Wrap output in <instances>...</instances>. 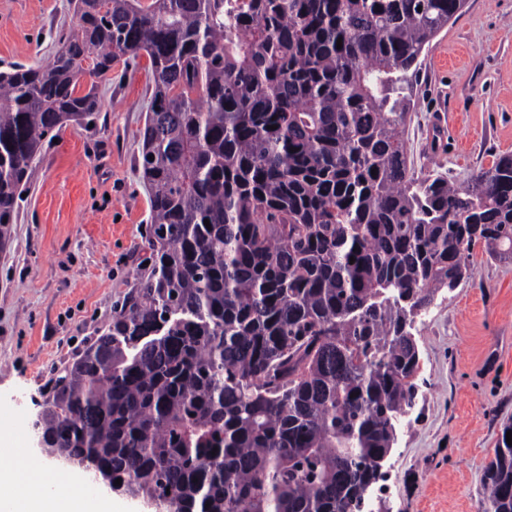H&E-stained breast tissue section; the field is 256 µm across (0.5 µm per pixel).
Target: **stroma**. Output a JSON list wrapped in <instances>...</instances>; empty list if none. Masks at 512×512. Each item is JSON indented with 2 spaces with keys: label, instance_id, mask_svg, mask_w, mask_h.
Segmentation results:
<instances>
[{
  "label": "stroma",
  "instance_id": "1",
  "mask_svg": "<svg viewBox=\"0 0 512 512\" xmlns=\"http://www.w3.org/2000/svg\"><path fill=\"white\" fill-rule=\"evenodd\" d=\"M77 27L72 0H0V62L47 64ZM97 96L92 125H67L44 144L0 248V421L36 418L148 270L151 207L137 168L147 57H122ZM412 99L403 138L415 170L462 185L512 153V0H467L423 52ZM442 106L453 140L438 153L429 128ZM467 262L470 277L414 319L416 396L375 512L483 510V470L512 421V263L478 247Z\"/></svg>",
  "mask_w": 512,
  "mask_h": 512
}]
</instances>
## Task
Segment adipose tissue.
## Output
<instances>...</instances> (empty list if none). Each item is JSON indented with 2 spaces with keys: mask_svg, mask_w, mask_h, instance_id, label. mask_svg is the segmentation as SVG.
<instances>
[{
  "mask_svg": "<svg viewBox=\"0 0 512 512\" xmlns=\"http://www.w3.org/2000/svg\"><path fill=\"white\" fill-rule=\"evenodd\" d=\"M48 469L52 489L29 486L27 476L37 469ZM8 512H104L100 501H89L84 483L69 469L46 468L34 453L14 456L9 466L0 468V506Z\"/></svg>",
  "mask_w": 512,
  "mask_h": 512,
  "instance_id": "adipose-tissue-1",
  "label": "adipose tissue"
}]
</instances>
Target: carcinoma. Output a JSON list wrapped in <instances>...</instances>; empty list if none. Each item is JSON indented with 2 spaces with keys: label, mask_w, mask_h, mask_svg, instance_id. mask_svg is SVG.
Instances as JSON below:
<instances>
[{
  "label": "carcinoma",
  "mask_w": 512,
  "mask_h": 512,
  "mask_svg": "<svg viewBox=\"0 0 512 512\" xmlns=\"http://www.w3.org/2000/svg\"><path fill=\"white\" fill-rule=\"evenodd\" d=\"M465 6L75 0L51 63L0 70V246L117 51L153 82L152 266L56 379L48 449L167 512H360L415 398L414 317L475 247L512 263V154L459 186L412 171L401 138L419 59ZM509 431L484 512H512Z\"/></svg>",
  "instance_id": "cac0c4a2"
}]
</instances>
